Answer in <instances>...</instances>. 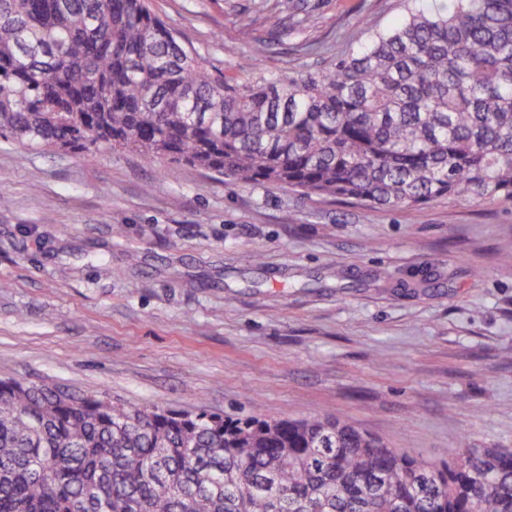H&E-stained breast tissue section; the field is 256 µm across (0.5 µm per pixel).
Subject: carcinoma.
Returning <instances> with one entry per match:
<instances>
[{"label":"carcinoma","instance_id":"1","mask_svg":"<svg viewBox=\"0 0 512 512\" xmlns=\"http://www.w3.org/2000/svg\"><path fill=\"white\" fill-rule=\"evenodd\" d=\"M291 75H217L150 0H0V138L400 208L512 204V0H434ZM436 463L290 420L0 380V512H512V448Z\"/></svg>","mask_w":512,"mask_h":512}]
</instances>
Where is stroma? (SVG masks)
Here are the masks:
<instances>
[{"instance_id":"obj_1","label":"stroma","mask_w":512,"mask_h":512,"mask_svg":"<svg viewBox=\"0 0 512 512\" xmlns=\"http://www.w3.org/2000/svg\"><path fill=\"white\" fill-rule=\"evenodd\" d=\"M310 22L284 27L293 4ZM213 72L327 67L404 0H151ZM264 54L240 40V11ZM132 405L333 416L440 461L512 448V206L400 209L166 158L0 140V379Z\"/></svg>"}]
</instances>
